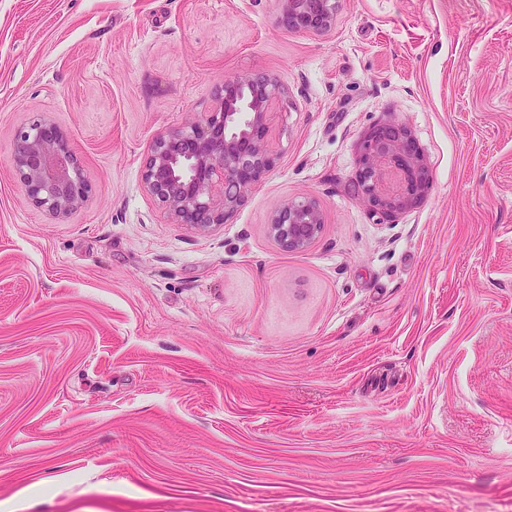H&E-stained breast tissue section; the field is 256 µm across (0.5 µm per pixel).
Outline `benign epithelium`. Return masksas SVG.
<instances>
[{
  "label": "benign epithelium",
  "instance_id": "1",
  "mask_svg": "<svg viewBox=\"0 0 512 512\" xmlns=\"http://www.w3.org/2000/svg\"><path fill=\"white\" fill-rule=\"evenodd\" d=\"M279 3L281 21L290 30L323 32L334 25L336 0ZM282 95V86L271 78H230L196 121L154 140L143 182L171 223L206 233L241 205L275 164L269 124ZM11 164L27 197L56 216L77 210L89 194L64 133L50 121L18 134ZM430 181L405 127L388 122L365 136L356 189L374 210L393 215L413 206ZM321 224L315 201L294 200L273 214L269 232L281 248L300 251L314 240Z\"/></svg>",
  "mask_w": 512,
  "mask_h": 512
}]
</instances>
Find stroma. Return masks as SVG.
<instances>
[{
  "label": "stroma",
  "mask_w": 512,
  "mask_h": 512,
  "mask_svg": "<svg viewBox=\"0 0 512 512\" xmlns=\"http://www.w3.org/2000/svg\"><path fill=\"white\" fill-rule=\"evenodd\" d=\"M0 0V512H512V0ZM275 78L277 159L223 224L169 223L154 138ZM91 187L31 203L19 131ZM395 121L432 179L358 197ZM323 224L269 233L290 200ZM281 21L290 30L323 32L335 22L336 0H279ZM11 164L27 197L56 216L77 210L89 194L64 133L50 121L18 134ZM386 171L398 177L395 189L383 187ZM430 181L429 170L405 127L388 122L365 136L356 189L374 210L393 215L413 206L428 190ZM323 217L311 199L287 201L272 216L269 232L284 250L300 251L317 236Z\"/></svg>",
  "instance_id": "1"
}]
</instances>
